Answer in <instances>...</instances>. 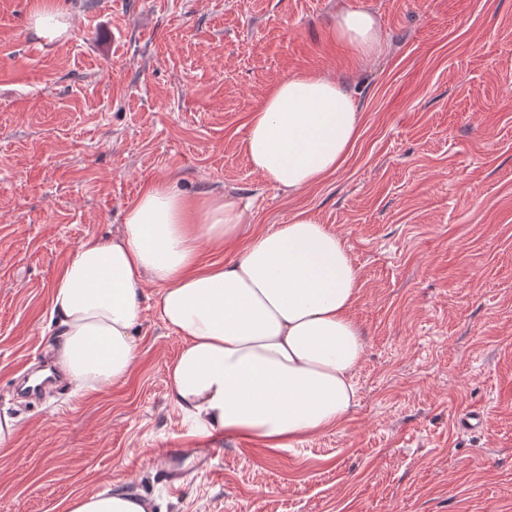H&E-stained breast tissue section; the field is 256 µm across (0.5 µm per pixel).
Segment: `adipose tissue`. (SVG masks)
<instances>
[{
	"label": "adipose tissue",
	"instance_id": "adipose-tissue-1",
	"mask_svg": "<svg viewBox=\"0 0 512 512\" xmlns=\"http://www.w3.org/2000/svg\"><path fill=\"white\" fill-rule=\"evenodd\" d=\"M332 31L360 53L382 48L370 12H341ZM360 123L345 82L292 74L251 113L244 151L265 179L298 193L340 168ZM247 221L225 197L190 198L163 181L147 186L120 232L83 240L55 278V365L85 389L126 380L151 283L161 324L183 339L167 369V397L200 436L285 449L340 426L356 404L354 372L365 350L352 316L358 270L341 237L304 211L254 236L235 261L200 265L202 246L223 248ZM154 507L144 494L108 489L69 498L64 512Z\"/></svg>",
	"mask_w": 512,
	"mask_h": 512
}]
</instances>
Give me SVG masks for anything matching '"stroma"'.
<instances>
[{
	"mask_svg": "<svg viewBox=\"0 0 512 512\" xmlns=\"http://www.w3.org/2000/svg\"><path fill=\"white\" fill-rule=\"evenodd\" d=\"M69 26L30 30L36 0H0V512L136 489L159 512H512V0H58ZM373 13L382 51L335 40ZM341 79L362 114L340 169L300 193L240 144L251 112L297 72ZM248 202L251 221L201 263L307 211L359 271L357 405L288 450L192 435L167 398L182 339L146 285L126 382L52 365L51 284L78 243L117 234L146 183ZM480 423L461 430L468 411ZM207 452L172 490L156 454Z\"/></svg>",
	"mask_w": 512,
	"mask_h": 512,
	"instance_id": "obj_1",
	"label": "stroma"
}]
</instances>
